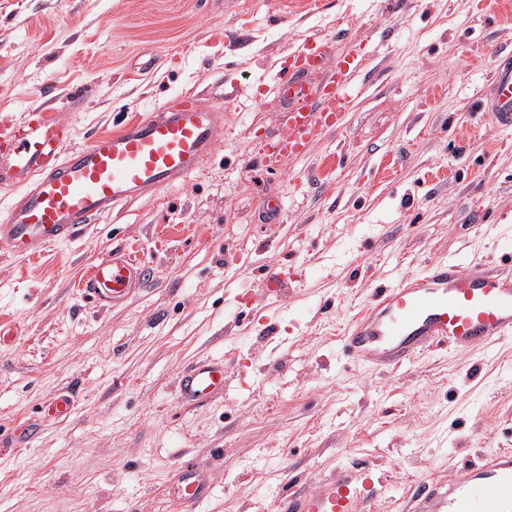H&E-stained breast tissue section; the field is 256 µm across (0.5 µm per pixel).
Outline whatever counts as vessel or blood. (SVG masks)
<instances>
[{
	"instance_id": "obj_1",
	"label": "vessel or blood",
	"mask_w": 512,
	"mask_h": 512,
	"mask_svg": "<svg viewBox=\"0 0 512 512\" xmlns=\"http://www.w3.org/2000/svg\"><path fill=\"white\" fill-rule=\"evenodd\" d=\"M325 55V45H313L296 52L278 73L274 90L288 113V133L262 141L258 156H305L349 106L360 62L354 57L338 61L325 76ZM86 102V92L76 90L63 100L61 111L39 105L24 122L0 121V190L13 194L0 206V251L40 257L71 238L80 225L194 174L224 142L223 106L185 94L76 146L68 117ZM480 109L500 126H512V53L500 55ZM146 278L141 261L115 248L91 268L80 290L98 305L113 306L141 289ZM299 279L294 265L268 266L259 302L285 300L289 285ZM509 336L512 274L479 263L437 260L400 284L380 289L342 336L341 348L354 364L394 369L438 345L467 351ZM226 374L223 359L198 358L177 375V401L205 406L222 399ZM178 470L171 496L184 512H192L212 492V468L190 458ZM388 486L385 474L347 465L332 474H313L304 486L281 492L275 512H376L387 499ZM408 512H512V453L462 462L448 476L419 480Z\"/></svg>"
}]
</instances>
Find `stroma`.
Here are the masks:
<instances>
[{"label": "stroma", "mask_w": 512, "mask_h": 512, "mask_svg": "<svg viewBox=\"0 0 512 512\" xmlns=\"http://www.w3.org/2000/svg\"><path fill=\"white\" fill-rule=\"evenodd\" d=\"M316 43L327 68L361 58L351 104L305 156L251 169L260 138L288 130L274 76ZM510 50L512 0H0V118L85 87L81 145L172 95L227 92L224 143L194 175L38 260L0 253V512H179L186 458L213 466L195 512H274L281 488L344 464L387 474L403 504L423 476L512 450V337L392 371L340 350L377 288L429 261L512 272V128L477 114ZM123 245L148 267L143 290L82 298ZM278 260L304 282L240 314L233 295ZM202 355L248 357L250 379L181 407L175 375ZM62 391L71 415L44 419Z\"/></svg>", "instance_id": "35a3bbf8"}]
</instances>
